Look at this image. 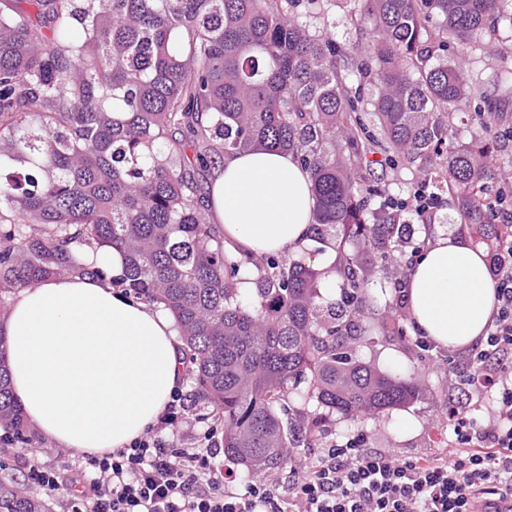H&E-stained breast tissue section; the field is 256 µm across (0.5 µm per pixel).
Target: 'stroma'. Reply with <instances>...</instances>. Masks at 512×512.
<instances>
[{"label": "stroma", "mask_w": 512, "mask_h": 512, "mask_svg": "<svg viewBox=\"0 0 512 512\" xmlns=\"http://www.w3.org/2000/svg\"><path fill=\"white\" fill-rule=\"evenodd\" d=\"M360 8L359 0H322L317 6H300L299 13L311 31L328 33L342 50L348 51L362 41L352 20ZM460 53L472 89L503 104L496 113L501 138L494 161L496 166L512 170V26L502 22L494 31L475 33ZM356 353L361 361L397 376L417 373L424 394L408 406L375 415L357 427L350 426L339 414H326L320 424L323 442L360 430L368 438V447L390 449L404 458L445 446L450 434L449 400L469 401L465 385L470 374L468 349H440L422 341L411 330L401 339L378 338L357 345ZM469 403L472 416L482 419L484 406L475 401ZM41 460L58 469L64 482L60 490L44 495L50 512H72L75 493L70 484L83 463L81 452L72 450L62 455L51 444Z\"/></svg>", "instance_id": "stroma-1"}]
</instances>
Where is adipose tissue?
Segmentation results:
<instances>
[{"mask_svg":"<svg viewBox=\"0 0 512 512\" xmlns=\"http://www.w3.org/2000/svg\"><path fill=\"white\" fill-rule=\"evenodd\" d=\"M316 199L291 155L259 147L213 171L208 210L229 249L301 256ZM102 279L51 278L18 290L6 320L12 392L28 422L64 448L105 453L154 424L181 383L168 310L116 290L126 260L94 247ZM403 299L419 335L457 349L483 336L495 305L485 253L464 234L437 235L413 266Z\"/></svg>","mask_w":512,"mask_h":512,"instance_id":"obj_1","label":"adipose tissue"}]
</instances>
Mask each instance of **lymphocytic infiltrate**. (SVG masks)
<instances>
[{
	"mask_svg": "<svg viewBox=\"0 0 512 512\" xmlns=\"http://www.w3.org/2000/svg\"><path fill=\"white\" fill-rule=\"evenodd\" d=\"M494 265L496 302L485 340L470 355L468 383L477 397L492 395L484 424L449 408L447 447L402 459L368 447L364 433L306 452L289 451L292 478L281 490L266 473L252 475L244 492L226 490L214 435L203 446L179 447L157 435L186 414L174 393L155 426L132 444L86 455L94 475L86 512H501L512 500V240ZM40 491L59 487L39 448L7 447Z\"/></svg>",
	"mask_w": 512,
	"mask_h": 512,
	"instance_id": "lymphocytic-infiltrate-1",
	"label": "lymphocytic infiltrate"
}]
</instances>
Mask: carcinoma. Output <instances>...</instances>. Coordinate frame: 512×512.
Segmentation results:
<instances>
[{"mask_svg": "<svg viewBox=\"0 0 512 512\" xmlns=\"http://www.w3.org/2000/svg\"><path fill=\"white\" fill-rule=\"evenodd\" d=\"M299 0H0V442L35 433L14 399L7 295L89 270L84 245L117 247L122 287L175 318L192 405L222 430L244 477L320 443L318 414L285 416L290 396L356 424L418 400L416 377L358 360L351 344L405 334L394 303L411 268L403 201L371 184L378 160L425 174L448 193L473 243L494 255L512 226L500 193L495 132L456 140L451 109L472 98L448 43L507 20L512 0H365L364 58L342 53L295 13ZM358 74L376 83L363 108ZM268 146L292 154L316 198L310 240L340 256L341 300L324 306L330 271L224 247L203 199L213 161ZM252 275L254 291L237 284ZM0 512H48L0 482Z\"/></svg>", "mask_w": 512, "mask_h": 512, "instance_id": "obj_1", "label": "carcinoma"}]
</instances>
